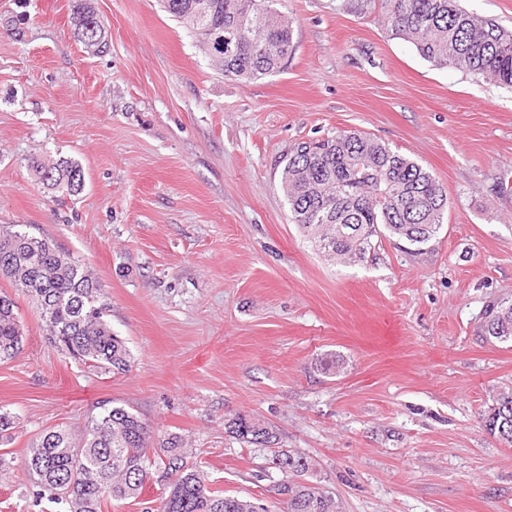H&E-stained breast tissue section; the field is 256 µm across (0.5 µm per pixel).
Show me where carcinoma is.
Masks as SVG:
<instances>
[{
	"label": "carcinoma",
	"mask_w": 512,
	"mask_h": 512,
	"mask_svg": "<svg viewBox=\"0 0 512 512\" xmlns=\"http://www.w3.org/2000/svg\"><path fill=\"white\" fill-rule=\"evenodd\" d=\"M165 11L201 45L211 40L224 54L211 58L224 76L249 83L280 71L293 51L290 20L278 9L282 0H162ZM392 35L409 42L418 55L439 67L482 76L512 87V31L464 10L459 0H382ZM70 19L94 26L88 42L77 25L74 36L97 54L107 46L105 30L90 0H73ZM232 43L231 54L221 46ZM37 178L60 196L81 193L85 176L67 158L33 166ZM281 181L290 221L328 260L361 263L374 241L395 237L423 252L444 224L448 197L434 175L417 162L362 133L338 131L298 144ZM0 278L36 304L49 340L59 350L107 373L132 367L130 350L106 319L99 280L52 241L0 225ZM15 301L0 291V362L22 345ZM479 333L488 341L512 343V300L486 305ZM487 427L512 446V387L500 391ZM227 433L262 450L288 474L268 507L247 497L211 489L201 471L188 465L187 448L175 434L157 435L122 406L105 408L78 431L58 426L43 432L24 458L39 488L65 512H102L109 500L136 499L145 480L167 485L163 504L152 512H342L340 499L309 484L312 464L304 454L276 450L277 435L265 422L237 415Z\"/></svg>",
	"instance_id": "carcinoma-1"
}]
</instances>
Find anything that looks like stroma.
<instances>
[{"label":"stroma","mask_w":512,"mask_h":512,"mask_svg":"<svg viewBox=\"0 0 512 512\" xmlns=\"http://www.w3.org/2000/svg\"><path fill=\"white\" fill-rule=\"evenodd\" d=\"M93 3L109 38L96 56L72 34L71 0H0V224L100 280L133 363L113 375L57 351L16 295L0 512H62L35 501L22 460L37 435L106 406L179 434L229 494L268 502L278 478L225 429L250 415L312 460L343 512H512V446L485 426L512 386V344L477 334L484 307L512 298V89L422 59L381 0H285L294 51L246 84L158 0ZM340 130L443 186L448 218L423 253L385 238L334 264L291 223L293 147ZM59 156L85 175L65 200L28 167Z\"/></svg>","instance_id":"obj_1"}]
</instances>
